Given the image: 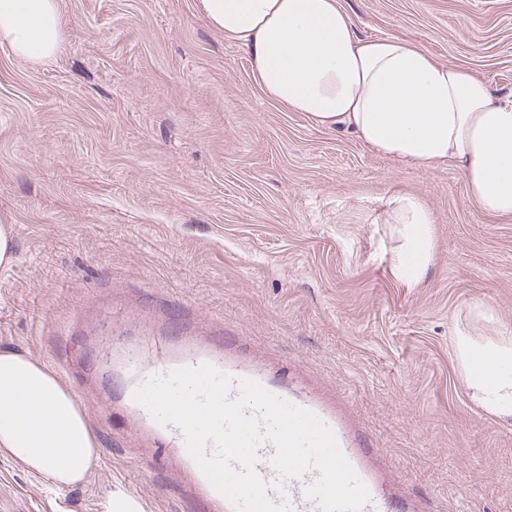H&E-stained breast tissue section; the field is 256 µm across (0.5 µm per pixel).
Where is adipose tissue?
Instances as JSON below:
<instances>
[{
    "label": "adipose tissue",
    "mask_w": 512,
    "mask_h": 512,
    "mask_svg": "<svg viewBox=\"0 0 512 512\" xmlns=\"http://www.w3.org/2000/svg\"><path fill=\"white\" fill-rule=\"evenodd\" d=\"M208 25L249 56L263 92L315 126L345 130L367 149L413 169L452 164L488 212L512 218V88L495 87L394 38L358 35L338 0H199ZM58 0H0V44L19 57L51 56ZM392 272L427 274L430 213L396 199ZM453 346L466 386L494 417L512 421V333L480 341L463 327ZM0 455L58 488L82 482L98 459L84 412L58 376L17 350L0 351Z\"/></svg>",
    "instance_id": "adipose-tissue-1"
}]
</instances>
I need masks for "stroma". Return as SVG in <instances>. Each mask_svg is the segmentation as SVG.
<instances>
[{"label": "stroma", "mask_w": 512, "mask_h": 512, "mask_svg": "<svg viewBox=\"0 0 512 512\" xmlns=\"http://www.w3.org/2000/svg\"><path fill=\"white\" fill-rule=\"evenodd\" d=\"M359 35L409 41L512 87V0H340ZM61 43L0 45V349L51 369L99 460L56 489L0 457V512H212L123 405L129 351L208 350L315 394L419 512H512V424L477 406L450 335L512 331V220L449 165L404 168L268 98L198 0H59ZM436 247L423 283L391 271L394 200ZM491 307L497 325L475 320Z\"/></svg>", "instance_id": "stroma-1"}]
</instances>
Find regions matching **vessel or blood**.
<instances>
[{
	"instance_id": "vessel-or-blood-1",
	"label": "vessel or blood",
	"mask_w": 512,
	"mask_h": 512,
	"mask_svg": "<svg viewBox=\"0 0 512 512\" xmlns=\"http://www.w3.org/2000/svg\"><path fill=\"white\" fill-rule=\"evenodd\" d=\"M203 361L204 358L200 355H191L170 361L162 359L155 361L152 368L148 370L137 365V363H130L127 367V379L125 384L126 401H133L135 391L148 378L149 374H163L177 368L197 366L202 364ZM213 365L220 371L234 378L256 381L278 397L319 415L320 419L331 430H334L342 453L368 488L369 499L362 507L361 512H401L396 503L387 496L384 488L379 486L376 478L364 466L361 458L352 447L345 433L340 431L335 417L324 412L316 400L303 394L293 392L288 386L287 376L283 375L275 378L262 369L238 367L225 360H214ZM274 453L275 448L273 444L267 441L262 442L257 448L258 463L256 469L260 475L266 481L271 482V484L278 478L271 464ZM317 477V471H308L299 478L287 480L283 490L279 491L271 487V489H268L267 494L274 502L288 501L290 512H320L318 503L308 498L305 494L306 488L313 484ZM193 478L197 488L213 503L216 512H237L235 505L213 488L201 470H194Z\"/></svg>"
}]
</instances>
